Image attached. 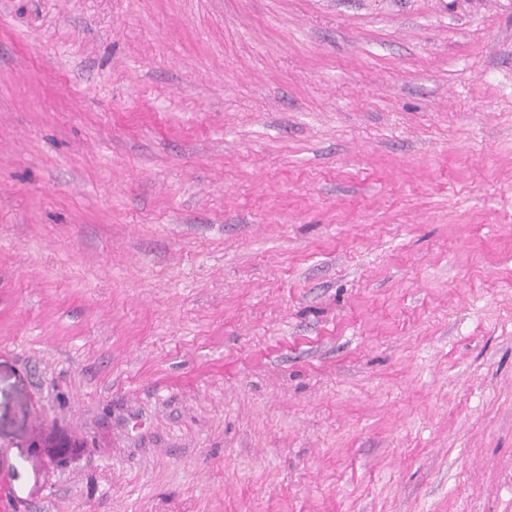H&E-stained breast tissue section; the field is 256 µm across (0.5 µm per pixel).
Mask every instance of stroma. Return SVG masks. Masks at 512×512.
<instances>
[{
  "label": "stroma",
  "mask_w": 512,
  "mask_h": 512,
  "mask_svg": "<svg viewBox=\"0 0 512 512\" xmlns=\"http://www.w3.org/2000/svg\"><path fill=\"white\" fill-rule=\"evenodd\" d=\"M10 512H512V0H0Z\"/></svg>",
  "instance_id": "stroma-1"
}]
</instances>
